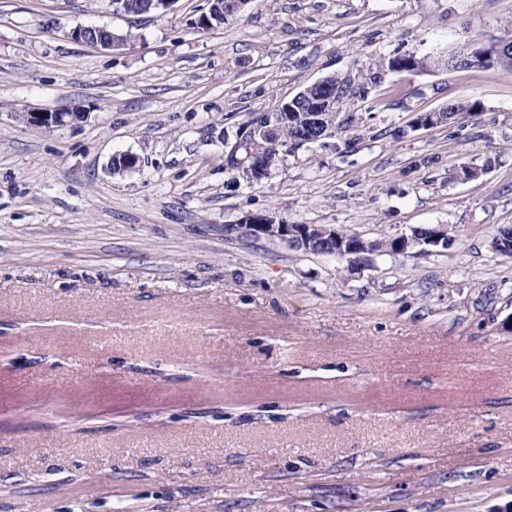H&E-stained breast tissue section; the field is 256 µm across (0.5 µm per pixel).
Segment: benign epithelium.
I'll return each instance as SVG.
<instances>
[{
    "mask_svg": "<svg viewBox=\"0 0 512 512\" xmlns=\"http://www.w3.org/2000/svg\"><path fill=\"white\" fill-rule=\"evenodd\" d=\"M72 39L89 46L110 50L122 45V36L99 26H81L71 31ZM85 117L82 112H29L28 124L37 127L63 126ZM247 134H242L227 154L226 162H248L264 173H269L270 164L262 156L247 152ZM230 230L239 235L264 238L271 242L288 245L295 250L318 255H332L348 259V256L362 251L372 240L360 234L350 236L340 232L336 227L325 224H278L273 217L264 214H248L241 223L234 224ZM448 246V232L442 227H430L425 235L420 236L416 229L394 237L395 252L400 254H428L435 248Z\"/></svg>",
    "mask_w": 512,
    "mask_h": 512,
    "instance_id": "obj_1",
    "label": "benign epithelium"
}]
</instances>
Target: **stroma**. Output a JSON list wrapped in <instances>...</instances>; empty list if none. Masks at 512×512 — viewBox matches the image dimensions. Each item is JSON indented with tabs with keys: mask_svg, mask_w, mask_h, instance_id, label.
Returning <instances> with one entry per match:
<instances>
[{
	"mask_svg": "<svg viewBox=\"0 0 512 512\" xmlns=\"http://www.w3.org/2000/svg\"><path fill=\"white\" fill-rule=\"evenodd\" d=\"M207 9L0 0V512H512V68L366 80L512 37V0H251L196 29ZM332 74L364 84L354 126L232 180L246 124ZM249 213L451 242L354 271L225 234ZM71 37L95 48L112 50V48L123 45V42H127L131 38V34L119 35L99 26H81L71 31ZM489 40H497L491 38ZM510 39L497 40L492 45L488 46L490 52L486 56L498 57L503 50L509 45ZM464 54H473L475 60L472 62L471 67H463L460 60L456 58ZM479 52L476 51L475 46L470 43L464 42L454 49L448 51L446 56H420L414 54H394L389 55L387 58H381L376 61L369 71V80L373 83H380L386 72H411L416 70H425L428 68L433 69H466L475 66L492 67L500 66L512 68V55L508 54L504 57L495 59L493 65H486L479 61ZM83 112H29L26 115L28 124L37 127L63 126L83 119Z\"/></svg>",
	"mask_w": 512,
	"mask_h": 512,
	"instance_id": "35a3bbf8",
	"label": "stroma"
}]
</instances>
